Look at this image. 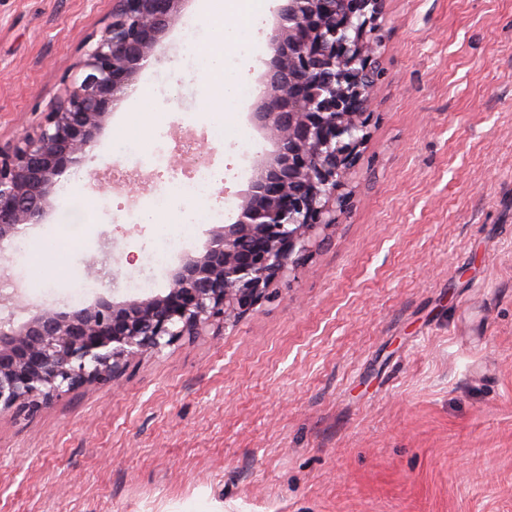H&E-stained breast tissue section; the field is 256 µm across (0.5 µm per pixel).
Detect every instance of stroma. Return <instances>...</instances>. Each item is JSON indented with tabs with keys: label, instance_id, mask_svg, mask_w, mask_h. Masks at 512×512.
<instances>
[{
	"label": "stroma",
	"instance_id": "stroma-1",
	"mask_svg": "<svg viewBox=\"0 0 512 512\" xmlns=\"http://www.w3.org/2000/svg\"><path fill=\"white\" fill-rule=\"evenodd\" d=\"M111 15L112 0H0L1 145L57 105ZM238 21L245 60L183 0L135 79L152 123L116 135L117 102L84 181L62 177L0 252V320L110 295L115 262L124 296L165 294L169 269L144 252L189 204L143 214L171 189L177 141L218 171L208 202L233 222V142L272 147L251 101L205 107L222 78L258 84L269 56L273 14L244 0ZM380 23L350 211L234 325L0 413V512H512V0H384ZM192 50L223 53V75ZM53 232L80 248L41 258Z\"/></svg>",
	"mask_w": 512,
	"mask_h": 512
}]
</instances>
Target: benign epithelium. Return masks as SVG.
Listing matches in <instances>:
<instances>
[{
  "label": "benign epithelium",
  "mask_w": 512,
  "mask_h": 512,
  "mask_svg": "<svg viewBox=\"0 0 512 512\" xmlns=\"http://www.w3.org/2000/svg\"><path fill=\"white\" fill-rule=\"evenodd\" d=\"M383 0H279L252 119L276 149L254 165L231 224L181 258L167 293L100 296L67 311L0 322V413L37 407L85 384L105 385L134 361L211 325L234 324L310 253L351 205L348 180L380 91L373 66ZM182 0H115L79 76L34 133L0 146V249L39 224L59 179L79 167Z\"/></svg>",
  "instance_id": "obj_1"
}]
</instances>
